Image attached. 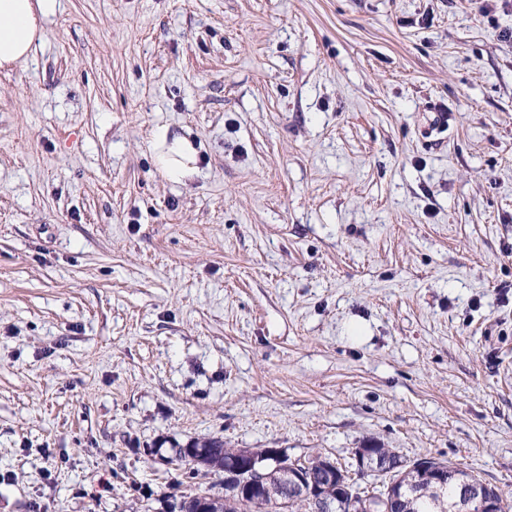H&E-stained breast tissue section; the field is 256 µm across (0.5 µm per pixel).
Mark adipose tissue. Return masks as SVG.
Returning <instances> with one entry per match:
<instances>
[{
  "label": "adipose tissue",
  "mask_w": 512,
  "mask_h": 512,
  "mask_svg": "<svg viewBox=\"0 0 512 512\" xmlns=\"http://www.w3.org/2000/svg\"><path fill=\"white\" fill-rule=\"evenodd\" d=\"M60 7L61 0H0V68L26 62ZM152 150L158 170L170 181H183L197 171L193 142L170 127L153 131Z\"/></svg>",
  "instance_id": "adipose-tissue-1"
}]
</instances>
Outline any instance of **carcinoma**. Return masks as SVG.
Returning a JSON list of instances; mask_svg holds the SVG:
<instances>
[{"instance_id":"obj_1","label":"carcinoma","mask_w":512,"mask_h":512,"mask_svg":"<svg viewBox=\"0 0 512 512\" xmlns=\"http://www.w3.org/2000/svg\"><path fill=\"white\" fill-rule=\"evenodd\" d=\"M363 447L369 450L372 458L391 462L389 469L370 475L359 469L352 476L351 469L338 466L336 470L342 476L323 489L322 501L315 502L307 494L299 492L288 496L287 505H282L279 470L271 461L267 472L273 492L266 497L226 492L209 500L196 493L180 502L179 512H360L361 503L367 498L379 501L378 512H386L388 508L391 512H474L478 508L479 503L473 501L466 510H460L457 488L451 484L439 488L431 486L423 479L420 467L425 464L452 467L466 478L482 480L475 470L435 457L407 460L374 438L365 440ZM241 453L243 449L226 448L222 439L211 438L177 449L176 460L187 466L186 477L194 479L200 469L189 460V456L198 458L199 464L209 470L220 473L228 461Z\"/></svg>"}]
</instances>
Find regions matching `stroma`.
<instances>
[{
  "label": "stroma",
  "instance_id": "35a3bbf8",
  "mask_svg": "<svg viewBox=\"0 0 512 512\" xmlns=\"http://www.w3.org/2000/svg\"><path fill=\"white\" fill-rule=\"evenodd\" d=\"M512 10L62 0L0 69V512H178L177 448L512 496ZM198 172L157 170L156 126ZM152 150L160 173L172 182H182L196 173L198 152L186 135L161 126L152 133Z\"/></svg>",
  "mask_w": 512,
  "mask_h": 512
}]
</instances>
